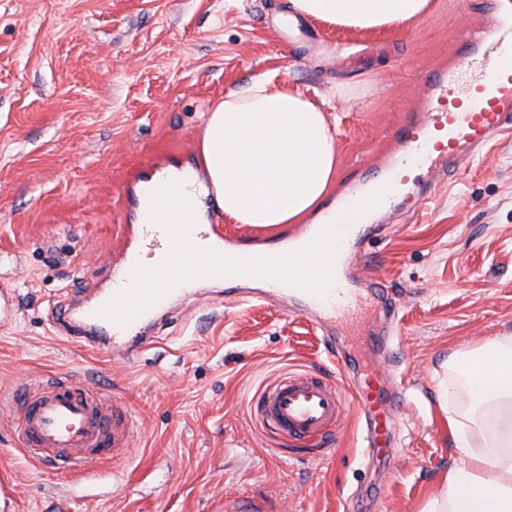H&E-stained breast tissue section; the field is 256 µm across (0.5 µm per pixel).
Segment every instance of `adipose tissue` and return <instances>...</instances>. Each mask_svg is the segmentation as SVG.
<instances>
[{
    "instance_id": "obj_1",
    "label": "adipose tissue",
    "mask_w": 512,
    "mask_h": 512,
    "mask_svg": "<svg viewBox=\"0 0 512 512\" xmlns=\"http://www.w3.org/2000/svg\"><path fill=\"white\" fill-rule=\"evenodd\" d=\"M304 15L371 30L419 19L428 0H292ZM200 162L225 215L237 223H301L336 178L335 138L323 112L301 95L272 89L267 78L226 95L209 112ZM196 174L167 166L155 175L163 196L142 200L144 213L194 208ZM447 367L459 384L437 393L455 463L442 471L417 512H512V335L453 352Z\"/></svg>"
}]
</instances>
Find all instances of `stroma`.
I'll list each match as a JSON object with an SVG mask.
<instances>
[{
	"instance_id": "obj_1",
	"label": "stroma",
	"mask_w": 512,
	"mask_h": 512,
	"mask_svg": "<svg viewBox=\"0 0 512 512\" xmlns=\"http://www.w3.org/2000/svg\"><path fill=\"white\" fill-rule=\"evenodd\" d=\"M484 6L431 0L407 26L357 30L291 0H0V288L14 303L0 324V396L74 376L139 423L106 482L35 462L0 416V512H216L239 499L267 512H416L456 461L436 401L442 362L512 332V137L428 200L406 197L362 252L397 299L388 360L408 399L393 465L361 448L357 407L320 453L278 446L250 408L289 370L352 390L373 360L368 292L358 322L339 327L344 364L299 298L228 305L222 283L199 282L118 384L106 351L65 338L55 310L109 283L131 237L126 192L143 172L199 166L205 117L224 96L269 77L318 104L337 145L334 202L418 107L421 70L453 57L457 29Z\"/></svg>"
}]
</instances>
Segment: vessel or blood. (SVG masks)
<instances>
[{
	"mask_svg": "<svg viewBox=\"0 0 512 512\" xmlns=\"http://www.w3.org/2000/svg\"><path fill=\"white\" fill-rule=\"evenodd\" d=\"M492 19L482 29L457 34V62L425 72L417 115L391 134L392 152L374 170L362 172L345 192L347 204L371 197L358 218L369 240L379 219L390 214L391 202L407 188L408 174L426 170L418 193L427 197L466 169L476 153L503 132L512 131V0H487ZM135 244L123 245L112 282L93 300L58 309L57 321L68 325L74 340L106 347L114 362L152 344L150 327L169 311L174 297L196 281V269L184 257L219 258L224 236L212 224H185L178 214L134 228ZM311 238H331L325 285L313 289L311 316L318 327L355 313L350 225L334 212L319 216ZM158 249L164 259L152 271L139 262L143 249ZM391 330L381 327L372 337L379 358L372 377L358 387L353 400L366 417L364 441L369 455L388 461L399 452L392 421L400 393L390 382L386 357ZM19 413L20 444L38 461H53L74 474H92L97 465L127 448L137 424L122 403L111 402L77 387L73 380L49 377L25 388L0 410ZM253 414L271 434L299 444L320 446L333 436L344 413L343 391L332 380L309 371L286 372L253 399Z\"/></svg>",
	"mask_w": 512,
	"mask_h": 512,
	"instance_id": "b4317fda",
	"label": "vessel or blood"
}]
</instances>
